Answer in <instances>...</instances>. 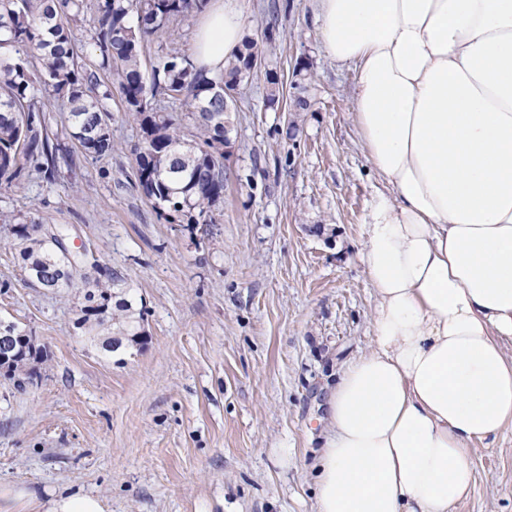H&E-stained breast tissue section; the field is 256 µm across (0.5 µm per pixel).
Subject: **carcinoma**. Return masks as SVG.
I'll return each mask as SVG.
<instances>
[{
    "label": "carcinoma",
    "instance_id": "obj_1",
    "mask_svg": "<svg viewBox=\"0 0 512 512\" xmlns=\"http://www.w3.org/2000/svg\"><path fill=\"white\" fill-rule=\"evenodd\" d=\"M0 0V180L16 187L26 164L49 181L55 179L61 144L51 139L45 101L53 93L66 100L69 136L94 159L112 153V90L102 88L100 74L118 85L129 120L140 133L135 177L153 207L171 224H213L224 200V136L232 133L230 113L219 87L235 95L248 83L252 62L261 57L257 41L247 35L224 72L205 77L177 49L153 66L151 79L142 70L141 49L167 23L200 13L208 0H95L94 53L79 54L72 23L88 10L86 0ZM267 101L280 100L283 82L277 71H265ZM161 94L179 95L192 113L195 142L184 138L182 124L152 103ZM14 235L28 277L36 283H85L77 328L101 343L108 353L138 345L142 312L124 279L87 278L82 261L63 252L40 224H18Z\"/></svg>",
    "mask_w": 512,
    "mask_h": 512
}]
</instances>
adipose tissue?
I'll use <instances>...</instances> for the list:
<instances>
[{"instance_id":"ef3b65f1","label":"adipose tissue","mask_w":512,"mask_h":512,"mask_svg":"<svg viewBox=\"0 0 512 512\" xmlns=\"http://www.w3.org/2000/svg\"><path fill=\"white\" fill-rule=\"evenodd\" d=\"M315 23L384 187L361 226L373 342L330 394L314 509L452 512L470 448L512 425V0H319ZM244 34L213 0L197 68Z\"/></svg>"}]
</instances>
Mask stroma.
I'll return each instance as SVG.
<instances>
[{"label": "stroma", "mask_w": 512, "mask_h": 512, "mask_svg": "<svg viewBox=\"0 0 512 512\" xmlns=\"http://www.w3.org/2000/svg\"><path fill=\"white\" fill-rule=\"evenodd\" d=\"M318 6L243 0L246 32L283 96L269 105L260 75L240 88L214 223H167L137 188L138 131L119 98L116 148L99 160L72 148L64 106L46 112L73 164L52 182L29 167L21 187L0 183V211L63 232L86 264L125 278L147 340L132 357L100 354L76 327L80 281L29 286L0 224V319L43 349L25 388L0 375L1 490L28 487L42 502L79 491L105 512H313L327 399L372 341L360 224L380 185L354 124L353 70L324 54ZM197 21L172 20L146 42L144 70L169 49L191 54ZM300 61L311 108L291 142ZM470 458L474 484L454 512H512V428L475 443Z\"/></svg>", "instance_id": "stroma-1"}]
</instances>
